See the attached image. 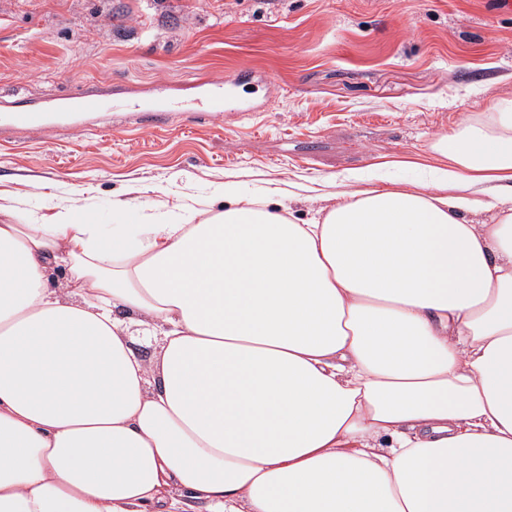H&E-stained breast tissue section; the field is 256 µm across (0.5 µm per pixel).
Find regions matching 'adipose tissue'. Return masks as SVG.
Here are the masks:
<instances>
[{
    "instance_id": "adipose-tissue-1",
    "label": "adipose tissue",
    "mask_w": 512,
    "mask_h": 512,
    "mask_svg": "<svg viewBox=\"0 0 512 512\" xmlns=\"http://www.w3.org/2000/svg\"><path fill=\"white\" fill-rule=\"evenodd\" d=\"M432 149L316 224L6 213L0 512H512V98Z\"/></svg>"
}]
</instances>
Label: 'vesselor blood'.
<instances>
[{"instance_id":"vessel-or-blood-1","label":"vessel or blood","mask_w":512,"mask_h":512,"mask_svg":"<svg viewBox=\"0 0 512 512\" xmlns=\"http://www.w3.org/2000/svg\"><path fill=\"white\" fill-rule=\"evenodd\" d=\"M181 108L188 112L190 120L198 121L209 116L213 112L247 111L248 105L237 93V85L233 82L212 80L206 82L204 90L195 95L191 101L181 104L168 101L154 108L140 106L134 101L124 102L123 110L138 112L142 122L152 127L163 126L167 120V114L172 108Z\"/></svg>"}]
</instances>
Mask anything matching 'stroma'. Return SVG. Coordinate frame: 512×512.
Listing matches in <instances>:
<instances>
[{
	"label": "stroma",
	"instance_id": "stroma-1",
	"mask_svg": "<svg viewBox=\"0 0 512 512\" xmlns=\"http://www.w3.org/2000/svg\"><path fill=\"white\" fill-rule=\"evenodd\" d=\"M245 72L248 112L147 129L111 108ZM75 89L105 110L52 105ZM504 97L512 13L496 0H0V209L115 224L119 201L221 209L231 183L310 222L383 172L417 181L439 135ZM18 105L39 128L5 120Z\"/></svg>",
	"mask_w": 512,
	"mask_h": 512
}]
</instances>
